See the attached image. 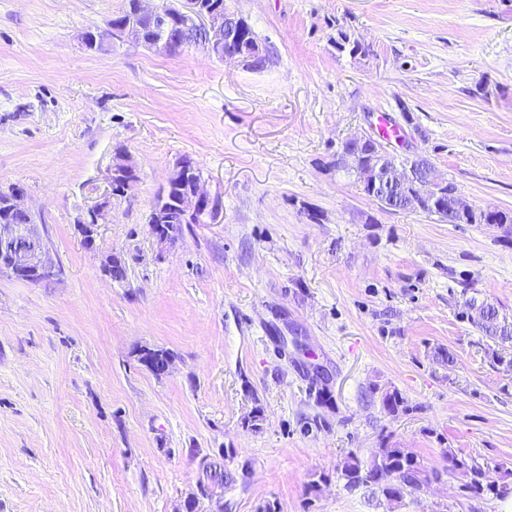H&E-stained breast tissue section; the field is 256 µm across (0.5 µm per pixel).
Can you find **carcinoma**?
I'll return each instance as SVG.
<instances>
[{
	"label": "carcinoma",
	"mask_w": 512,
	"mask_h": 512,
	"mask_svg": "<svg viewBox=\"0 0 512 512\" xmlns=\"http://www.w3.org/2000/svg\"><path fill=\"white\" fill-rule=\"evenodd\" d=\"M140 23L149 38L156 36L163 24L166 25L171 38L180 37L181 20L167 7L161 9L158 16L140 19ZM242 43L252 49H262V67L265 68L272 62L268 47L248 24L244 26ZM417 185V180L412 177L396 185L389 209L435 216L439 221L448 224H512V212L474 208L466 212L456 210L453 207L456 184L452 181L447 182L443 189L444 195L439 202L421 194ZM470 311L471 323L483 336L501 345L512 344V324L500 318L499 310L494 305L485 301H473L470 303ZM382 405L392 415L408 410L404 399L396 391L383 394ZM442 461L440 467L430 466L417 454L384 439L368 459H363L355 453L348 454L337 469V473L345 481L346 488L365 487L372 495L384 499L389 506L402 502L406 497L418 498L434 481L444 475L468 479L465 483L466 492L475 497L491 494L501 499L506 495L507 485L486 479L481 467L458 458L452 450L443 449ZM202 468L207 472V477L219 486L227 487L235 483V477L231 472L214 463L204 461Z\"/></svg>",
	"instance_id": "cac0c4a2"
}]
</instances>
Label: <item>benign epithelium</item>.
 I'll list each match as a JSON object with an SVG mask.
<instances>
[{"instance_id": "7a95c632", "label": "benign epithelium", "mask_w": 512, "mask_h": 512, "mask_svg": "<svg viewBox=\"0 0 512 512\" xmlns=\"http://www.w3.org/2000/svg\"><path fill=\"white\" fill-rule=\"evenodd\" d=\"M174 8L185 18L179 45L200 47L226 63L255 67L257 58L237 46V32L243 19L233 10L216 11L208 8L202 0H177ZM112 43L144 47L160 54L172 52L169 35H164L155 43H147L139 27L130 22L112 26ZM336 166L346 172H357L362 180L373 185L380 198L383 197L387 177H401L398 169L388 171L386 176L379 167L362 170L358 168L355 155L349 152L336 154ZM135 174V167L125 159L113 165L111 194L126 195L135 183L132 179ZM171 180L185 184V188L175 199L168 193L159 195L152 208L149 224L159 243L171 244L175 241L174 231L178 225L166 223L171 212L176 211L184 216H194L200 212L213 224L223 220V201L206 189L200 168L193 159L186 157L178 160ZM445 182L446 178L438 174L432 165L419 187L430 194L439 195ZM107 206L108 202L105 201L91 207L79 221L78 227L86 229L83 242L89 249L94 247L99 221ZM0 274L43 288H54L63 281L61 265L50 256L45 238L35 224L0 223Z\"/></svg>"}]
</instances>
